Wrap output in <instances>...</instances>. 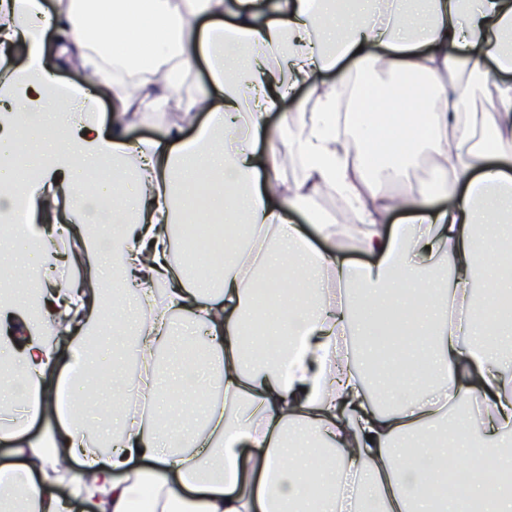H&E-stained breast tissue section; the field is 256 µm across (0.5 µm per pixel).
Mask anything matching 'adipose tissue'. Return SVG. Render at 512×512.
Wrapping results in <instances>:
<instances>
[{
	"mask_svg": "<svg viewBox=\"0 0 512 512\" xmlns=\"http://www.w3.org/2000/svg\"><path fill=\"white\" fill-rule=\"evenodd\" d=\"M507 31L512 0H0V48L23 51L0 64V211L20 198L28 212L0 226V267L41 271L36 288L0 293V316L22 315L0 340V442L14 457L0 512H448L436 487L449 461L512 467L499 446L512 439V266L495 249L512 226V84L490 125L467 120L483 58L512 73ZM50 57L112 83L109 128ZM201 60L210 84L183 102L187 119L207 115L197 133L130 142L129 115ZM378 69L396 78L389 92ZM318 71L337 79L314 107L269 124ZM426 146L444 183L386 193ZM30 153L39 172L18 182ZM295 159L303 178L286 191ZM326 191L358 223L311 212ZM48 200L69 217L55 233L35 225ZM301 208L319 243L292 219ZM177 224L209 225L207 270L175 264ZM345 235L375 263L346 261ZM395 313L402 341L374 388L351 339L383 335L379 316ZM127 327L144 373L113 374L122 410L91 429L81 404ZM134 395L148 413L131 415ZM467 495L512 512L503 476Z\"/></svg>",
	"mask_w": 512,
	"mask_h": 512,
	"instance_id": "1",
	"label": "adipose tissue"
}]
</instances>
